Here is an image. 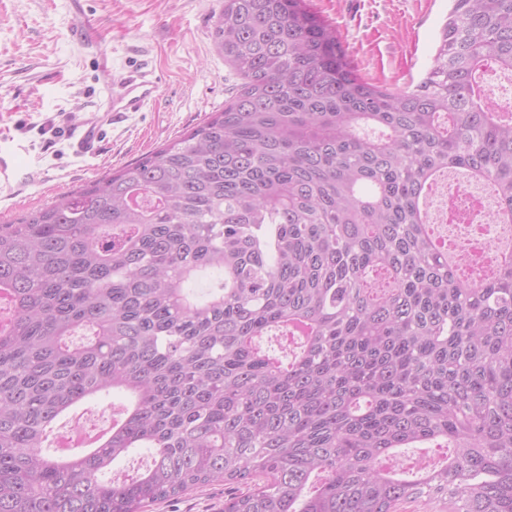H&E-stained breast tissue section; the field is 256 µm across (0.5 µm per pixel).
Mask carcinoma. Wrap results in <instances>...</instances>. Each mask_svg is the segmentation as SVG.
I'll return each mask as SVG.
<instances>
[{
    "mask_svg": "<svg viewBox=\"0 0 512 512\" xmlns=\"http://www.w3.org/2000/svg\"><path fill=\"white\" fill-rule=\"evenodd\" d=\"M451 2L426 76L391 91L304 0H224V110L0 224V512L217 482L224 512H512V263L461 280L425 206L464 169L512 213V112L483 83L512 71V0ZM111 392L131 401L101 446L43 451ZM431 442L441 467L386 466ZM134 448L150 467L106 479Z\"/></svg>",
    "mask_w": 512,
    "mask_h": 512,
    "instance_id": "cac0c4a2",
    "label": "carcinoma"
}]
</instances>
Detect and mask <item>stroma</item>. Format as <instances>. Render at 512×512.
Masks as SVG:
<instances>
[{
    "label": "stroma",
    "mask_w": 512,
    "mask_h": 512,
    "mask_svg": "<svg viewBox=\"0 0 512 512\" xmlns=\"http://www.w3.org/2000/svg\"><path fill=\"white\" fill-rule=\"evenodd\" d=\"M337 29L367 81L394 91L433 63L449 0H305ZM224 0H0V151L14 164L0 187V224L109 177L223 110L238 78L214 46ZM100 20L93 42L77 32ZM159 81L154 107L102 128L98 156L73 125L101 105L113 79L141 66ZM224 486L187 491L145 512H223Z\"/></svg>",
    "instance_id": "35a3bbf8"
}]
</instances>
